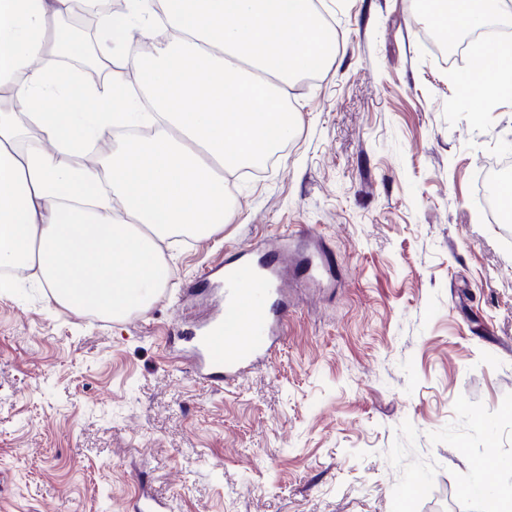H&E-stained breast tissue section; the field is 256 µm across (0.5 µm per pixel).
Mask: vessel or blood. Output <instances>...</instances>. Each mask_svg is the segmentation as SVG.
Instances as JSON below:
<instances>
[{
	"instance_id": "1",
	"label": "vessel or blood",
	"mask_w": 512,
	"mask_h": 512,
	"mask_svg": "<svg viewBox=\"0 0 512 512\" xmlns=\"http://www.w3.org/2000/svg\"><path fill=\"white\" fill-rule=\"evenodd\" d=\"M287 254L282 238L262 258L225 267L217 308L197 338L207 381L234 383L275 357L288 325L280 263Z\"/></svg>"
}]
</instances>
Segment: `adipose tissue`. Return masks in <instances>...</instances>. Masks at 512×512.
Wrapping results in <instances>:
<instances>
[{
	"instance_id": "ef3b65f1",
	"label": "adipose tissue",
	"mask_w": 512,
	"mask_h": 512,
	"mask_svg": "<svg viewBox=\"0 0 512 512\" xmlns=\"http://www.w3.org/2000/svg\"><path fill=\"white\" fill-rule=\"evenodd\" d=\"M500 0H448L434 22L448 33L495 17ZM71 0H0V270L26 266L51 300L115 320L148 311L170 267L159 245L211 236L237 215L224 183L287 140L298 120L294 82L336 63L319 0H126L123 22L103 15L88 50L124 72L133 39L153 45L141 112L109 81L72 89L52 64L86 48L62 37ZM477 104L512 94V45L486 48L459 78ZM149 123L150 137L107 154L114 128ZM42 143L23 148V131ZM89 164H69L73 155Z\"/></svg>"
}]
</instances>
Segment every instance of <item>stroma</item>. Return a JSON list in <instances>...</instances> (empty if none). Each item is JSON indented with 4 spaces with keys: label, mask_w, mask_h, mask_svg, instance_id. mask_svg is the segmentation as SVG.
Returning <instances> with one entry per match:
<instances>
[{
    "label": "stroma",
    "mask_w": 512,
    "mask_h": 512,
    "mask_svg": "<svg viewBox=\"0 0 512 512\" xmlns=\"http://www.w3.org/2000/svg\"><path fill=\"white\" fill-rule=\"evenodd\" d=\"M336 66L291 90L237 212L161 244L147 313L118 321L0 296V512H485L512 491V223L483 210L512 158V98L474 115L413 0H331ZM290 234L288 328L270 365L215 387L183 336L204 273ZM481 414L497 420L480 430ZM493 488L485 496L483 488Z\"/></svg>",
    "instance_id": "stroma-1"
}]
</instances>
